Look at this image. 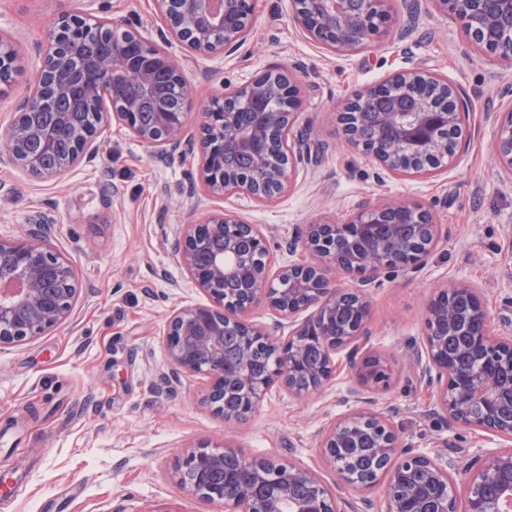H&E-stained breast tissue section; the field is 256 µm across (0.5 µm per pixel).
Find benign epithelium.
<instances>
[{
	"label": "benign epithelium",
	"mask_w": 512,
	"mask_h": 512,
	"mask_svg": "<svg viewBox=\"0 0 512 512\" xmlns=\"http://www.w3.org/2000/svg\"><path fill=\"white\" fill-rule=\"evenodd\" d=\"M171 38L186 44L198 54H209L208 33L224 29V39L233 43L246 29L242 18L230 13L227 0H157ZM378 5L374 20L359 26L344 16L336 20V0H291L294 21L312 40L331 50H356L375 35L384 16L386 0H370ZM440 11L454 16L464 26L468 42L487 55L512 60V32L502 38L489 39L491 30L507 17L512 20V0H433ZM102 21L64 11L54 17L45 35V48L38 56L39 81L32 96L19 105L25 112L32 105L52 103L49 91H63L67 70L66 34L69 27H81L95 34ZM154 57L128 56L120 47L92 67L106 74V79L86 85V96L93 106L112 99L113 88L133 83L141 92L151 94V71ZM398 81L405 85L416 103L415 112L405 118L399 112L378 114V128L383 142L372 148L358 143L344 130L345 143L374 158L382 171L392 176H406L413 171L401 154L395 151L398 140H411L428 149L430 156L424 168L433 173L442 167L448 155V142L435 138V131L445 130L457 137L461 117L469 104L459 91L438 76L415 69L399 71L370 89L345 99L339 116L365 106L367 98L381 97L387 86ZM245 100L269 95L288 99L290 111L263 112L260 124L244 131L235 124V113L224 112V137H232L246 150L253 151L258 142L280 133L282 161L266 167L258 160L253 179L242 181L232 176L213 178L212 168L219 162L215 147L201 156L207 195L223 197L245 193L254 199H270L289 186L296 157L288 136L293 124V89L290 81L276 76L254 80L243 86ZM130 103L110 118L128 128L140 143L153 149L154 157L167 160L182 146L186 118L179 122L162 121L157 127L135 124ZM7 135L10 147L0 151V158L25 170L31 177L52 180L80 164H90L100 155L104 130L90 127L75 146L70 157L53 170L41 167L37 156L24 149L26 140L44 136L43 131L14 121ZM495 163L512 172V108L498 121ZM398 210L418 218L422 211L401 202H384L364 206L356 216L343 223L316 222L305 224L292 233L288 252L302 249L333 262L345 276L356 273L348 257L338 246V239L350 238L362 224L382 223L383 229L365 255L370 276L355 289L342 288L332 281L321 266L290 260L273 268L264 263L252 268L238 258L241 244L237 236L239 222L234 215L220 211L198 224H183L176 231L174 249L195 286L203 292L208 304L188 306L174 311L166 324L164 342L172 380L199 376L206 383L203 401L224 418V423L242 422L274 385L295 397H303L322 389L335 379L341 353L352 357L365 338L371 319L367 300L368 288L381 274L405 273L414 269L427 255L407 261L392 259L393 225L387 215ZM50 226L34 221V229L17 238L0 236V345L35 339L61 325L70 316L77 300L76 271L70 260L49 246ZM220 237L224 251L216 254L207 266H200L197 254L206 240ZM249 279L250 287L235 306L224 303L223 284L229 280ZM293 284L290 289L283 282ZM353 294L360 305L353 327L341 334L331 324L336 304ZM462 297L471 305L470 332L475 345L484 350L489 361L479 374L464 372L456 358L446 354L436 335L453 329L454 321L447 300ZM263 304L272 312V326H259L249 320L253 307ZM238 331L241 346L237 358L229 364L224 357V327ZM315 337L322 345L321 362L308 366L299 351L303 339ZM423 349L414 358V366L425 390L430 394L433 411L442 415L452 427H467L489 433L505 445L478 454L461 465L445 454H409L400 451V441L386 416L369 409H357L324 428L319 448L324 463L336 472L338 479L356 490L373 486L379 475L385 476L381 512H512V333L498 334L492 329L490 314L476 290L457 284L440 291L430 302L425 318ZM262 342L275 352L276 365L268 374L251 363L249 344ZM362 426L377 432L373 448L377 466L361 479H355L342 467L340 455L350 444L352 432ZM464 475V508H459L457 475ZM177 484L207 502L224 504L225 512H341L336 497L318 476L303 467L283 464L266 457H244L224 443L217 451L205 444L188 455Z\"/></svg>",
	"instance_id": "1"
}]
</instances>
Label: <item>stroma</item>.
<instances>
[{"label":"stroma","mask_w":512,"mask_h":512,"mask_svg":"<svg viewBox=\"0 0 512 512\" xmlns=\"http://www.w3.org/2000/svg\"><path fill=\"white\" fill-rule=\"evenodd\" d=\"M244 38L202 56L164 42L156 0H0V38L25 71L0 93V137L37 81L36 47L53 18L72 9L118 20L152 44L166 43L187 84L186 156L155 161L129 130L111 124L102 156L62 177L39 181L0 162V235L19 237L32 218L51 226L50 243L71 260L80 288L69 318L30 342L0 347V458L11 490L0 512H224L179 489L176 477L193 447L231 442L243 456L269 457L312 470L342 512H379L380 488L338 482L325 466L319 432L357 408L389 416L405 450L455 454L499 447L497 438L449 426L431 410L413 355L422 347L428 305L458 283L477 288L490 315L512 318V174L494 163L496 127L512 108V62L474 50L458 20L431 0H388L372 41L331 52L290 18V0H252ZM404 69L447 78L470 104L466 146L430 175L392 177L342 143L341 101ZM297 89L299 137L290 187L269 201L244 194L197 202L202 189L200 111L267 71ZM377 199L408 200L428 210L438 243L418 271L382 276L370 291L371 320L355 364L296 399L272 389L245 421L226 427L202 405V380L168 390L163 331L174 309L206 303L173 251L180 224L228 211L259 228L275 264L287 263L295 227L344 221ZM384 363L386 387L364 385L362 365Z\"/></svg>","instance_id":"1"}]
</instances>
